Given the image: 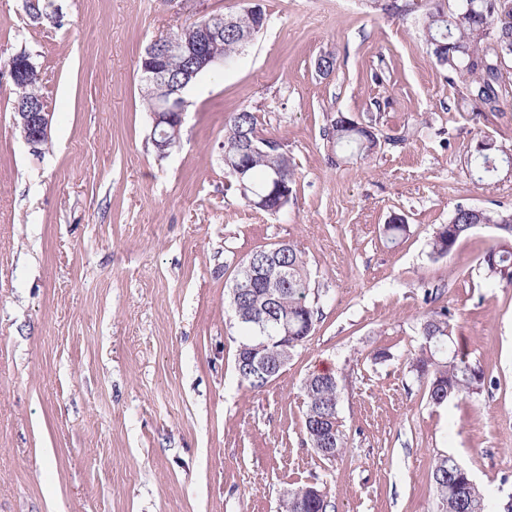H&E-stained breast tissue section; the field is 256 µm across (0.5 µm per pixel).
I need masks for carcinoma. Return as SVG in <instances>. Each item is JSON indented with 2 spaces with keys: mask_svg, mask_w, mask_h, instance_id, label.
Returning <instances> with one entry per match:
<instances>
[{
  "mask_svg": "<svg viewBox=\"0 0 512 512\" xmlns=\"http://www.w3.org/2000/svg\"><path fill=\"white\" fill-rule=\"evenodd\" d=\"M236 28L212 41L209 52L226 60L238 57L246 47L239 32L256 36L266 26L265 10L234 16ZM425 40L437 63L462 79L465 97H479L494 112L509 95L502 67L512 58V0H461L454 10L446 0H426L422 13ZM40 72H30L25 87L28 100L42 98ZM376 119L368 116L352 120L337 113L322 129L331 150L329 160L340 152L367 159L381 147L375 133ZM266 141L258 128L255 112L243 107L232 112L224 124V169L242 163L247 168L252 190L244 197L252 208L278 214L294 200L297 169L284 145L254 153L250 145ZM499 146L491 139L477 143L470 153V176L482 181L499 172L500 162L512 164V156H499ZM492 224L501 231L496 244L483 258L485 279L493 286L512 285V211L459 206L450 221L440 225L430 241V256H448L456 243L474 228ZM410 233L400 215L383 225L386 243L395 246ZM236 281L252 285L230 302L242 331L244 352L237 354L236 370L241 382L260 391L266 375L249 368L250 362L275 365L289 360L315 329L320 296L312 292L307 262L293 245L285 244L277 253L259 248L239 260ZM432 308L421 323L423 344L413 358L411 371L425 381L429 402L441 406L455 396L479 393L485 385L481 368L454 351L448 352L453 335L452 315L446 306L435 307L434 291H426ZM288 327L283 331L282 327ZM305 396L304 431L310 446L324 459L335 457L344 447L339 417L340 389L331 372L310 374L303 383ZM433 481L440 512H490L486 496L473 479L464 476L458 461L448 455L439 459ZM325 492L316 484L289 489L283 494L288 512H321Z\"/></svg>",
  "mask_w": 512,
  "mask_h": 512,
  "instance_id": "1",
  "label": "carcinoma"
}]
</instances>
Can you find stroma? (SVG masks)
Segmentation results:
<instances>
[{"label":"stroma","mask_w":512,"mask_h":512,"mask_svg":"<svg viewBox=\"0 0 512 512\" xmlns=\"http://www.w3.org/2000/svg\"><path fill=\"white\" fill-rule=\"evenodd\" d=\"M406 2L391 16L373 0H263L267 27L188 91L161 158L138 67L177 24L160 0H55L61 22L44 27L0 0V512H277L310 484L327 512H437L446 455L493 503L512 494V286L481 267L499 232L479 226L437 261L428 247L457 207L512 210V173L475 182L467 163L484 136L512 154V99L475 116L427 48L421 0ZM22 50L53 112L37 150L12 124ZM243 107L297 164L288 211L251 209L224 172V123ZM337 112L376 116L377 153L328 163ZM396 214L411 233L393 247ZM281 242L304 255L320 318L254 392L229 296L238 260ZM434 285L454 346L495 380L441 406L409 365ZM322 370L341 387L345 447L329 460L303 429L302 384ZM410 233V226L401 215H393L387 224L383 225L382 235L387 244L395 246Z\"/></svg>","instance_id":"1"}]
</instances>
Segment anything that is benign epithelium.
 Segmentation results:
<instances>
[{
  "mask_svg": "<svg viewBox=\"0 0 512 512\" xmlns=\"http://www.w3.org/2000/svg\"><path fill=\"white\" fill-rule=\"evenodd\" d=\"M231 23V19L218 14L202 20L186 21L178 25L176 30L163 34V38H156L148 45L145 56L153 62V65L143 69V80L154 85L163 95L164 108L153 114L154 123L162 122L168 126V129L159 132L162 142L157 148L158 156H168L173 147L179 143L189 105L184 97V90L189 82L185 80L175 84L170 81L164 67V60L176 52L188 56L191 64L190 78L194 81L217 65L233 66L236 63L234 59L226 62L220 57L208 54L209 43L220 38L223 34V26ZM34 67L36 63L31 59L30 54L18 52L11 58L9 73L18 102L13 115V124L22 140L31 148L37 149L44 141L50 139L52 112L45 100L41 102L39 112H29L20 105L23 101L25 72Z\"/></svg>",
  "mask_w": 512,
  "mask_h": 512,
  "instance_id": "obj_1",
  "label": "benign epithelium"
}]
</instances>
